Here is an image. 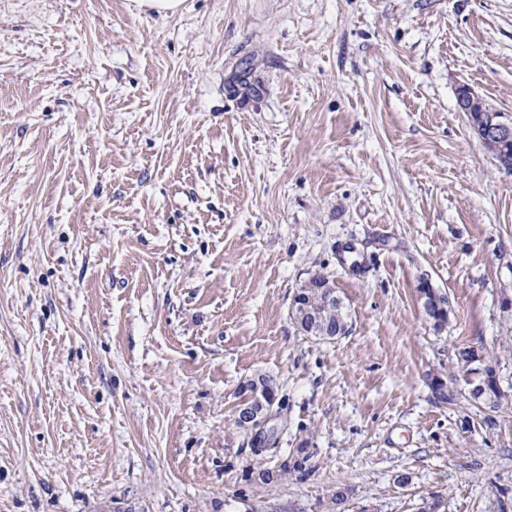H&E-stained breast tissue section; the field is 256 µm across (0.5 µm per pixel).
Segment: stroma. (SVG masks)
I'll return each instance as SVG.
<instances>
[{
  "label": "stroma",
  "mask_w": 512,
  "mask_h": 512,
  "mask_svg": "<svg viewBox=\"0 0 512 512\" xmlns=\"http://www.w3.org/2000/svg\"><path fill=\"white\" fill-rule=\"evenodd\" d=\"M463 84L512 116V0H0V512H512V405L429 387L464 343L512 380V172ZM317 274L333 340L291 318ZM302 438L309 479L246 481ZM245 384L250 390L246 397L237 405L235 424L246 435L254 437L263 435L269 441L274 435V427L270 425L276 419V414L269 404L265 387L256 379L248 380Z\"/></svg>",
  "instance_id": "1"
}]
</instances>
